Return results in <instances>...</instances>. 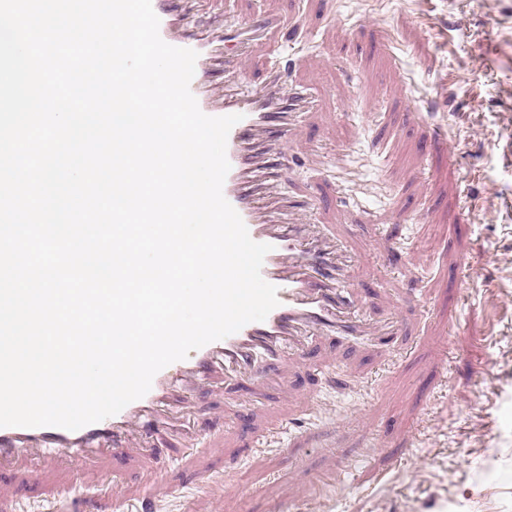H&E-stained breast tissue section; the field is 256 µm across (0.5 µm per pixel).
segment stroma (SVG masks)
<instances>
[{
	"label": "stroma",
	"mask_w": 512,
	"mask_h": 512,
	"mask_svg": "<svg viewBox=\"0 0 512 512\" xmlns=\"http://www.w3.org/2000/svg\"><path fill=\"white\" fill-rule=\"evenodd\" d=\"M276 14L229 71L272 66L314 107L282 184L345 250L359 338L314 333L284 382L215 378L162 482L119 455L0 468V512H512V0H196ZM447 137L451 153L430 147ZM349 166L356 181L331 173Z\"/></svg>",
	"instance_id": "stroma-1"
}]
</instances>
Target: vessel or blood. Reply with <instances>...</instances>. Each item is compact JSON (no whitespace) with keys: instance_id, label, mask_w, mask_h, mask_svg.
<instances>
[{"instance_id":"1","label":"vessel or blood","mask_w":512,"mask_h":512,"mask_svg":"<svg viewBox=\"0 0 512 512\" xmlns=\"http://www.w3.org/2000/svg\"><path fill=\"white\" fill-rule=\"evenodd\" d=\"M186 0H152L159 18V34L169 45L197 52L190 90L200 110L209 116L239 115L228 136L230 170L223 195L242 218L250 237L270 245L261 275L277 287L278 306L261 322H251L224 339L190 351L154 377L149 392L118 414L77 430L60 427H0V460L42 452L55 458L98 454L100 448L120 454L142 423L153 430L150 445H163L180 434L179 415L184 391L194 380L223 367L224 377L257 378L275 370L289 347L298 345L307 330L329 328L340 336H356L361 325L348 318L352 287L346 264L329 241L309 236L305 225L282 223L266 202V189L276 181L288 160V143L303 128L307 97L302 90L282 88L279 68H271L263 85L244 93L225 88L215 99L210 83V61L216 51L207 38L190 36L177 26ZM269 18L258 25L246 22L225 27L224 40L246 45L278 27Z\"/></svg>"}]
</instances>
